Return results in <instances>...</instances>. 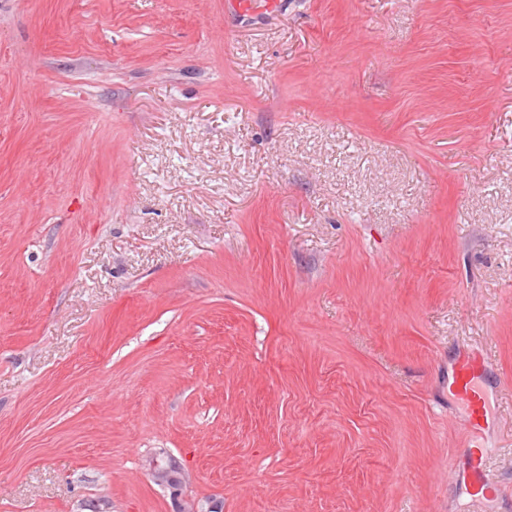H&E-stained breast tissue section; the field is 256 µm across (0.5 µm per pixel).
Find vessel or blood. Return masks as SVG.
Instances as JSON below:
<instances>
[{"instance_id": "vessel-or-blood-1", "label": "vessel or blood", "mask_w": 512, "mask_h": 512, "mask_svg": "<svg viewBox=\"0 0 512 512\" xmlns=\"http://www.w3.org/2000/svg\"><path fill=\"white\" fill-rule=\"evenodd\" d=\"M486 367L483 354L465 350L459 357L452 375V391L463 413L461 424L471 443L469 452L459 456L454 464L453 476L467 488L472 503L480 504L496 496L497 487L490 481L480 448L476 442L491 428L494 418L487 410L482 384Z\"/></svg>"}]
</instances>
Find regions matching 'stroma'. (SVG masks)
Masks as SVG:
<instances>
[{
	"mask_svg": "<svg viewBox=\"0 0 512 512\" xmlns=\"http://www.w3.org/2000/svg\"><path fill=\"white\" fill-rule=\"evenodd\" d=\"M226 2L0 0V512H512V0ZM486 358L482 353L465 350L459 357L452 375V391L462 406L461 425L470 445L469 452L459 456L454 464L453 477L461 481L471 497L472 503L481 504L496 496L498 487L488 478L481 449L477 440L487 433L494 422L488 414L482 374Z\"/></svg>",
	"mask_w": 512,
	"mask_h": 512,
	"instance_id": "35a3bbf8",
	"label": "stroma"
}]
</instances>
